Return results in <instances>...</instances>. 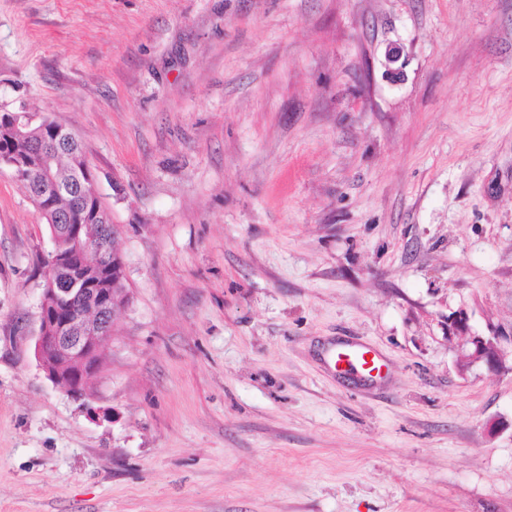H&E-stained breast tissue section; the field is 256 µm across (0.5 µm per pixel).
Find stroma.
<instances>
[{"mask_svg": "<svg viewBox=\"0 0 512 512\" xmlns=\"http://www.w3.org/2000/svg\"><path fill=\"white\" fill-rule=\"evenodd\" d=\"M22 109L79 138L133 300L73 400L0 168V512H512V373L457 366L512 330V0H0ZM359 342L381 376L336 372Z\"/></svg>", "mask_w": 512, "mask_h": 512, "instance_id": "stroma-1", "label": "stroma"}]
</instances>
